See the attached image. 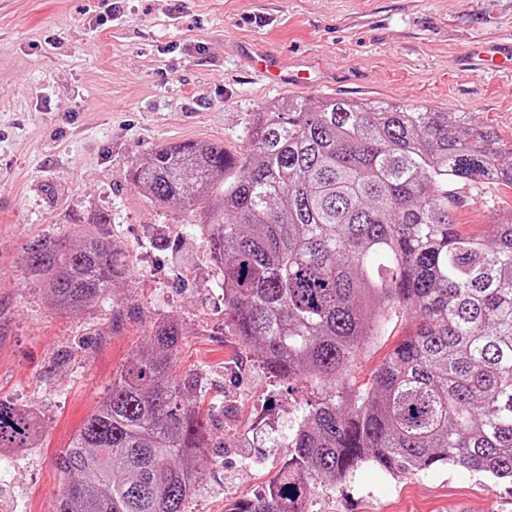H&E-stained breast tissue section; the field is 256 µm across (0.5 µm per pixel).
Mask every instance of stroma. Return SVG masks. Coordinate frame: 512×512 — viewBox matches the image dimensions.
Returning <instances> with one entry per match:
<instances>
[{"mask_svg":"<svg viewBox=\"0 0 512 512\" xmlns=\"http://www.w3.org/2000/svg\"><path fill=\"white\" fill-rule=\"evenodd\" d=\"M0 0V400L29 410L41 433L12 481L28 512H53L56 453L80 432L158 319L178 321L175 376L201 374L210 454L188 512H227L288 459L311 386L276 381L224 325L222 278L208 254L203 209L162 205L132 187L131 169L184 141L249 151L255 113L288 98L336 96L466 112L512 144V77L487 70L478 47L512 44V0ZM112 25L102 28V16ZM308 77L268 87L249 72L252 42ZM512 210V187L469 190L453 210L462 233L485 236ZM108 213L112 243L130 253L106 302L58 310L28 274L37 237L66 238ZM139 316L112 326L116 308ZM415 329L387 326L353 368L366 383ZM66 367L51 370L60 351ZM312 512H512V484L453 464L408 474L362 463L315 490Z\"/></svg>","mask_w":512,"mask_h":512,"instance_id":"1","label":"stroma"}]
</instances>
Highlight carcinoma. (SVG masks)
<instances>
[{
    "instance_id": "1",
    "label": "carcinoma",
    "mask_w": 512,
    "mask_h": 512,
    "mask_svg": "<svg viewBox=\"0 0 512 512\" xmlns=\"http://www.w3.org/2000/svg\"><path fill=\"white\" fill-rule=\"evenodd\" d=\"M245 157L219 143L155 149L130 173L164 204L205 213L224 321L273 377L321 398L288 437L291 456L230 512H311L315 484L365 461L392 473L455 464L512 484V213L489 238L452 218L456 190L512 186V145L465 112L343 98L290 99L255 114ZM77 244H27L56 304L80 309L124 277L130 257L102 230ZM418 321L368 387L348 372L391 317ZM183 336L153 323L151 346L112 382L56 465V512H187L210 443L191 405L200 376L172 363ZM32 420L0 401V448H25Z\"/></svg>"
}]
</instances>
